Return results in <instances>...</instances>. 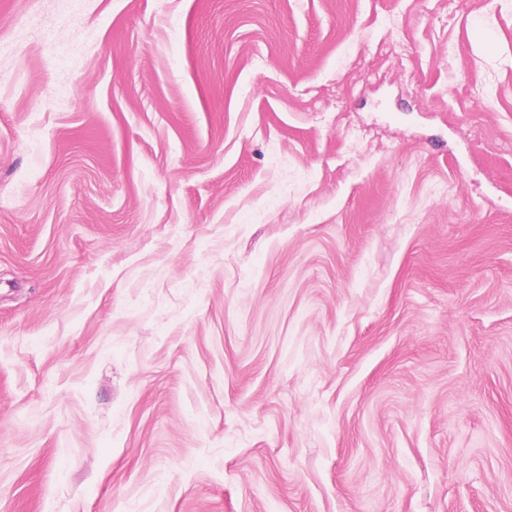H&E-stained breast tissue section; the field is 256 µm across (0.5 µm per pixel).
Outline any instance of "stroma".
<instances>
[{"label": "stroma", "instance_id": "stroma-1", "mask_svg": "<svg viewBox=\"0 0 512 512\" xmlns=\"http://www.w3.org/2000/svg\"><path fill=\"white\" fill-rule=\"evenodd\" d=\"M0 512H512V0H0Z\"/></svg>", "mask_w": 512, "mask_h": 512}]
</instances>
